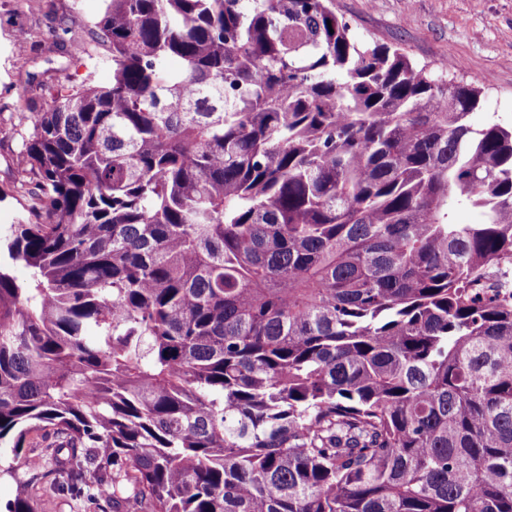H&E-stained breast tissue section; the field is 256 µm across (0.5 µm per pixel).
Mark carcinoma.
<instances>
[{
  "label": "carcinoma",
  "instance_id": "cac0c4a2",
  "mask_svg": "<svg viewBox=\"0 0 512 512\" xmlns=\"http://www.w3.org/2000/svg\"><path fill=\"white\" fill-rule=\"evenodd\" d=\"M103 3L112 81L27 106L0 227L18 466L50 429L33 479L114 509L512 512V124L334 0Z\"/></svg>",
  "mask_w": 512,
  "mask_h": 512
}]
</instances>
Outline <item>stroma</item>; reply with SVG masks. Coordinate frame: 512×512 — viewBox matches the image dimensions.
<instances>
[{"label": "stroma", "mask_w": 512, "mask_h": 512, "mask_svg": "<svg viewBox=\"0 0 512 512\" xmlns=\"http://www.w3.org/2000/svg\"><path fill=\"white\" fill-rule=\"evenodd\" d=\"M102 0H0V225L16 223L27 200L15 188L16 158L28 127L20 114L48 99L49 87L103 86L112 79L107 48L89 29ZM358 41L405 49L439 70L453 59L454 80L484 88L474 126L512 123V0H335ZM28 34L17 47L18 34ZM84 44L63 58L58 43Z\"/></svg>", "instance_id": "obj_1"}]
</instances>
